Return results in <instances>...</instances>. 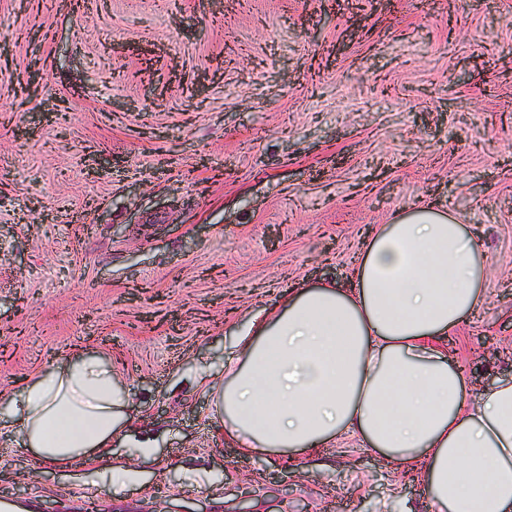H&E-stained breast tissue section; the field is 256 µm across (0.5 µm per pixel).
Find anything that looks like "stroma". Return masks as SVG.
Masks as SVG:
<instances>
[{
	"instance_id": "stroma-1",
	"label": "stroma",
	"mask_w": 512,
	"mask_h": 512,
	"mask_svg": "<svg viewBox=\"0 0 512 512\" xmlns=\"http://www.w3.org/2000/svg\"><path fill=\"white\" fill-rule=\"evenodd\" d=\"M0 500L17 512H435L357 441L243 454L200 370L374 227L454 213L489 258L448 341L512 380V0H0ZM138 421L141 485L38 459L9 398L79 354ZM150 440L159 464L133 457Z\"/></svg>"
}]
</instances>
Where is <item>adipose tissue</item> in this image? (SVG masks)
I'll list each match as a JSON object with an SVG mask.
<instances>
[{
  "label": "adipose tissue",
  "mask_w": 512,
  "mask_h": 512,
  "mask_svg": "<svg viewBox=\"0 0 512 512\" xmlns=\"http://www.w3.org/2000/svg\"><path fill=\"white\" fill-rule=\"evenodd\" d=\"M487 257L449 212L418 207L374 230L351 287H300L236 338L223 380L198 385L243 451L307 450L344 435L422 466L437 512H512V381L470 398L448 337L482 300ZM111 364L85 354L10 398L23 446L101 467L108 492L140 474L112 453L131 426Z\"/></svg>",
  "instance_id": "obj_1"
}]
</instances>
